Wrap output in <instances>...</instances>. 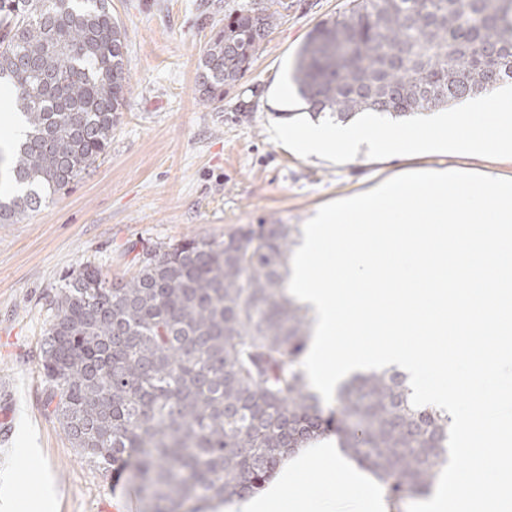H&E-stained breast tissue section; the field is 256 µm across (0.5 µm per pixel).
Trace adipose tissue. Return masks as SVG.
<instances>
[{
	"mask_svg": "<svg viewBox=\"0 0 512 512\" xmlns=\"http://www.w3.org/2000/svg\"><path fill=\"white\" fill-rule=\"evenodd\" d=\"M218 512H389L381 484L323 440L289 453L258 494L226 496Z\"/></svg>",
	"mask_w": 512,
	"mask_h": 512,
	"instance_id": "obj_1",
	"label": "adipose tissue"
}]
</instances>
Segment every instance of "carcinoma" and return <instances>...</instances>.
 <instances>
[{
	"label": "carcinoma",
	"instance_id": "obj_1",
	"mask_svg": "<svg viewBox=\"0 0 512 512\" xmlns=\"http://www.w3.org/2000/svg\"><path fill=\"white\" fill-rule=\"evenodd\" d=\"M279 13L242 7L210 38L201 100H224ZM291 80L310 116L401 119L512 81V0H351L320 22ZM0 86L23 137L0 164L19 193L0 224L105 155L129 94L126 29L109 0H0ZM296 224H237L138 259L120 287L86 265L67 278L40 347L44 406L73 447L128 471L145 512L254 493L326 432L387 488L428 489L446 463L448 414L411 405L405 376L373 370L326 407L301 368L306 308L286 292Z\"/></svg>",
	"mask_w": 512,
	"mask_h": 512
}]
</instances>
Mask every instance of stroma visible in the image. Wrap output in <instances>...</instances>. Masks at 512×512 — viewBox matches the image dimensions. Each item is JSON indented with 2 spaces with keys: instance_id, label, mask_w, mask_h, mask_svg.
Returning <instances> with one entry per match:
<instances>
[{
  "instance_id": "35a3bbf8",
  "label": "stroma",
  "mask_w": 512,
  "mask_h": 512,
  "mask_svg": "<svg viewBox=\"0 0 512 512\" xmlns=\"http://www.w3.org/2000/svg\"><path fill=\"white\" fill-rule=\"evenodd\" d=\"M350 0H111L127 31L130 94L112 143L67 190L14 224H0V386L14 391L0 471L12 470L39 512L52 476L54 512H143L123 474L73 448L43 407L40 343L50 301L84 265L111 282L135 271L134 254L186 237L223 239L237 224H305L325 203L372 190L405 169L475 170L512 179V158L425 153L381 160L358 152L334 164L274 142L272 123L301 111L291 83L298 50L318 22ZM248 7L281 18L254 63L218 104L201 101L200 60L224 15Z\"/></svg>"
}]
</instances>
